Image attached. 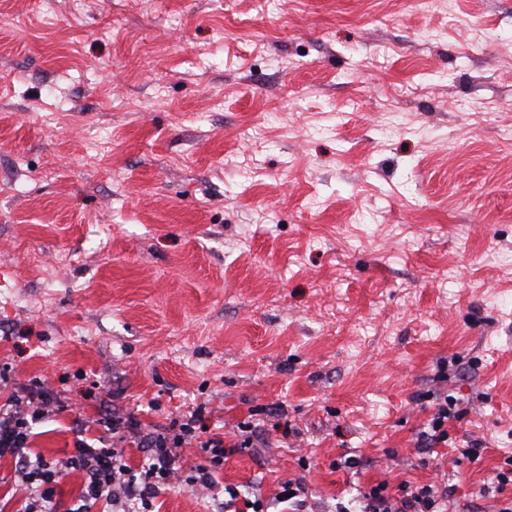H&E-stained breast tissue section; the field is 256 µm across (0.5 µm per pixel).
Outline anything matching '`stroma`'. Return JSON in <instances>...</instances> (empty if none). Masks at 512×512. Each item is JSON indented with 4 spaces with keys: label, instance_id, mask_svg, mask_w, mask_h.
Returning <instances> with one entry per match:
<instances>
[{
    "label": "stroma",
    "instance_id": "stroma-1",
    "mask_svg": "<svg viewBox=\"0 0 512 512\" xmlns=\"http://www.w3.org/2000/svg\"><path fill=\"white\" fill-rule=\"evenodd\" d=\"M18 378L59 405L49 460L75 419L202 405L226 442L263 427L215 479L269 512L289 479L304 512L378 483L500 512L512 0H0V397ZM428 392L459 409L435 448Z\"/></svg>",
    "mask_w": 512,
    "mask_h": 512
}]
</instances>
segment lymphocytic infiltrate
<instances>
[{
	"label": "lymphocytic infiltrate",
	"instance_id": "f902f5d3",
	"mask_svg": "<svg viewBox=\"0 0 512 512\" xmlns=\"http://www.w3.org/2000/svg\"><path fill=\"white\" fill-rule=\"evenodd\" d=\"M49 396L21 400L10 398L0 404V456L14 459L17 476L25 490L19 512H61L56 498V479L62 471L73 470L82 476L84 498L120 505L122 512H151L159 489L175 483L183 450L201 449L203 463L191 466L192 485L211 488L218 470L228 455L253 448L259 434L257 425L244 423L232 444L224 436L202 427L204 407L175 421L170 429L142 432L130 415L102 414L97 424L113 437L112 443L94 447L76 439L69 455L49 460L31 457V430L51 412ZM137 448L143 455L140 467H131L125 458L126 448ZM361 512H447L448 491L426 484L401 486L391 492L384 483L372 486L361 495Z\"/></svg>",
	"mask_w": 512,
	"mask_h": 512
}]
</instances>
